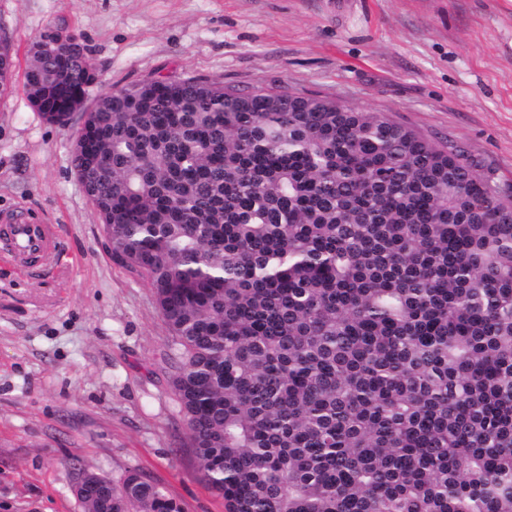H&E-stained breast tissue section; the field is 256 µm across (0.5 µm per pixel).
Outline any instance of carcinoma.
<instances>
[{"mask_svg": "<svg viewBox=\"0 0 512 512\" xmlns=\"http://www.w3.org/2000/svg\"><path fill=\"white\" fill-rule=\"evenodd\" d=\"M88 56L29 59L47 120ZM72 167L180 350L225 512H512V190L380 112L102 85ZM83 512H182L137 470Z\"/></svg>", "mask_w": 512, "mask_h": 512, "instance_id": "carcinoma-1", "label": "carcinoma"}]
</instances>
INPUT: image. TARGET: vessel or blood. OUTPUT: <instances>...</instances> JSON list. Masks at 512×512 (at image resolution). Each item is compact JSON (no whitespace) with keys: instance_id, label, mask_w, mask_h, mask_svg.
Here are the masks:
<instances>
[{"instance_id":"vessel-or-blood-1","label":"vessel or blood","mask_w":512,"mask_h":512,"mask_svg":"<svg viewBox=\"0 0 512 512\" xmlns=\"http://www.w3.org/2000/svg\"><path fill=\"white\" fill-rule=\"evenodd\" d=\"M0 230L6 238L0 243L9 258L22 265L49 264L56 258L53 224L19 213L0 214Z\"/></svg>"}]
</instances>
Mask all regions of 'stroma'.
Segmentation results:
<instances>
[{
  "mask_svg": "<svg viewBox=\"0 0 512 512\" xmlns=\"http://www.w3.org/2000/svg\"><path fill=\"white\" fill-rule=\"evenodd\" d=\"M16 48L0 98V212L52 220L60 262L0 254V512H82L79 467L141 471L183 512H224L173 392L149 284L114 261L71 165L80 116L46 121L27 45L77 35L106 84L189 75L381 112L512 184V0H0Z\"/></svg>",
  "mask_w": 512,
  "mask_h": 512,
  "instance_id": "stroma-1",
  "label": "stroma"
}]
</instances>
